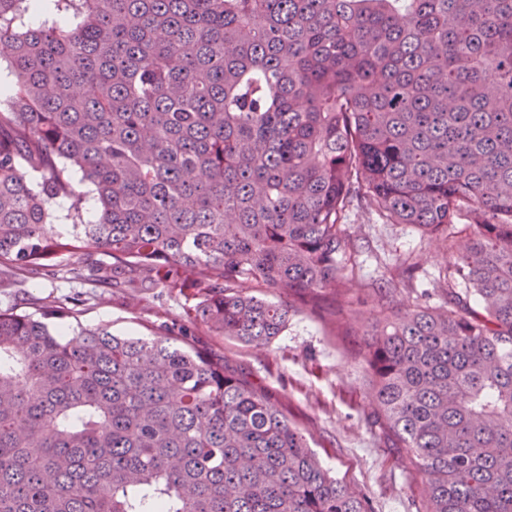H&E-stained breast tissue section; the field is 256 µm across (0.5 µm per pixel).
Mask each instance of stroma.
Wrapping results in <instances>:
<instances>
[{
    "mask_svg": "<svg viewBox=\"0 0 512 512\" xmlns=\"http://www.w3.org/2000/svg\"><path fill=\"white\" fill-rule=\"evenodd\" d=\"M346 222L356 249L343 261L350 275L342 298L344 318H322L299 309L282 336L265 347L241 344L216 335L205 323L190 321V289L112 287V260L93 247L65 254L55 273L19 275L16 285L0 288V309L23 311L45 298L79 299L84 303L81 321L87 326L106 324L119 336L175 339L187 333L189 341L280 395L289 419L305 432L321 462L370 497L375 512H419L421 492L413 467L372 422L373 385L361 351L366 331L383 317L379 283L395 282V307L439 304L448 256L441 241L414 225L387 224L358 208L349 210ZM93 264L100 269L98 277L71 279V269Z\"/></svg>",
    "mask_w": 512,
    "mask_h": 512,
    "instance_id": "1",
    "label": "stroma"
}]
</instances>
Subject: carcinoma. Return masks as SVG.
<instances>
[{"label":"carcinoma","mask_w":512,"mask_h":512,"mask_svg":"<svg viewBox=\"0 0 512 512\" xmlns=\"http://www.w3.org/2000/svg\"><path fill=\"white\" fill-rule=\"evenodd\" d=\"M50 5L0 0V288L90 242L264 346L342 290L350 208L439 235L465 290L380 289L374 417L424 512H512V0ZM81 315L0 310V512H372L223 358Z\"/></svg>","instance_id":"obj_1"}]
</instances>
